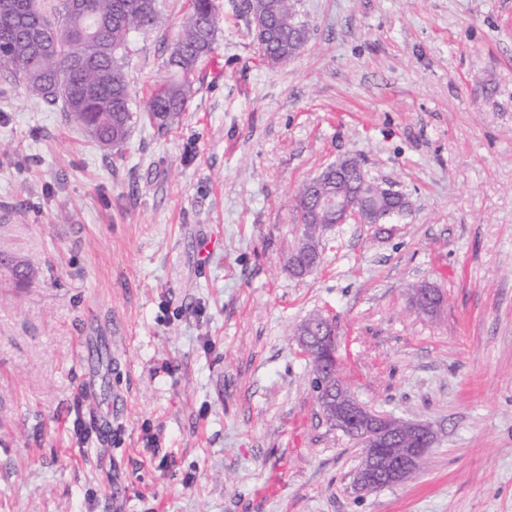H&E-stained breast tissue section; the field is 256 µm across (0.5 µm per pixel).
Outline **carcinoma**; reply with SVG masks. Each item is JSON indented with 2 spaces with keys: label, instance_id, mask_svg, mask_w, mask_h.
Segmentation results:
<instances>
[{
  "label": "carcinoma",
  "instance_id": "carcinoma-1",
  "mask_svg": "<svg viewBox=\"0 0 512 512\" xmlns=\"http://www.w3.org/2000/svg\"><path fill=\"white\" fill-rule=\"evenodd\" d=\"M7 3L10 22L0 24V70L5 77L48 104L62 103L79 124L93 129L91 140L102 146H122L138 120L125 70L129 36L148 33L162 23L160 0H85L98 22V35L85 32L86 21L69 0L55 5V14L42 11L38 0H0ZM242 11L270 64L286 61L306 45L309 30L298 19L296 0H242ZM218 14L214 0H190L177 39L168 46L167 76L152 89L145 118L161 132L179 124L196 93L194 75L217 40ZM71 58L84 67L71 69ZM349 173L342 176L357 192L360 162L346 158ZM332 223L320 210L302 227L308 244L319 236L317 225Z\"/></svg>",
  "mask_w": 512,
  "mask_h": 512
}]
</instances>
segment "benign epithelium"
<instances>
[{"label": "benign epithelium", "instance_id": "1", "mask_svg": "<svg viewBox=\"0 0 512 512\" xmlns=\"http://www.w3.org/2000/svg\"><path fill=\"white\" fill-rule=\"evenodd\" d=\"M323 207L336 214L338 224H387L394 216L373 207L370 195L363 192L353 195L338 189L336 196L324 201ZM411 294L415 308H424L430 314L437 311L440 292L431 284H421ZM298 344L309 353L318 352L324 364V368L314 372L313 386L327 421L362 445V464L354 477L355 488L371 492L418 474L435 444L432 426L376 414L360 403L339 375L335 336L328 334L325 326H305L299 332ZM400 438L406 447H394Z\"/></svg>", "mask_w": 512, "mask_h": 512}]
</instances>
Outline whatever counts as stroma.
Returning a JSON list of instances; mask_svg holds the SVG:
<instances>
[{"instance_id":"35a3bbf8","label":"stroma","mask_w":512,"mask_h":512,"mask_svg":"<svg viewBox=\"0 0 512 512\" xmlns=\"http://www.w3.org/2000/svg\"><path fill=\"white\" fill-rule=\"evenodd\" d=\"M216 2L168 133L102 148L0 80V252L30 264L0 269V512H512V0H297L311 37L274 66ZM187 7L131 34L134 111ZM348 156L410 209L325 226L293 277L291 201ZM315 314L360 402L432 425L415 477L354 489ZM419 284L412 285L411 294L412 302L416 309H426L428 314H432L437 311L438 307L435 303L436 299L440 295L437 288H434L430 283L420 284L418 288H415Z\"/></svg>"}]
</instances>
